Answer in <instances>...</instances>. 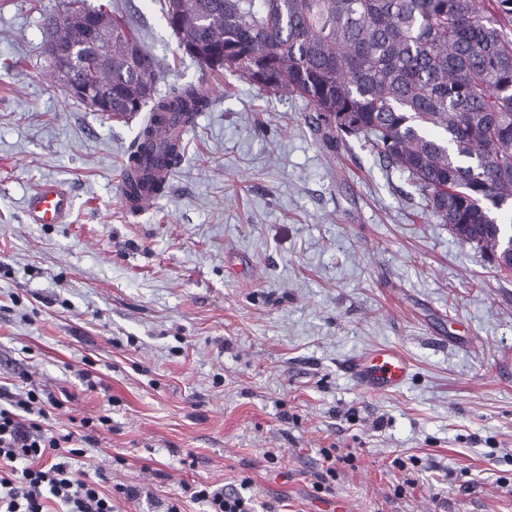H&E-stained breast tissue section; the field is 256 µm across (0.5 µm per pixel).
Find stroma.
Masks as SVG:
<instances>
[{
    "instance_id": "35a3bbf8",
    "label": "stroma",
    "mask_w": 512,
    "mask_h": 512,
    "mask_svg": "<svg viewBox=\"0 0 512 512\" xmlns=\"http://www.w3.org/2000/svg\"><path fill=\"white\" fill-rule=\"evenodd\" d=\"M88 2L139 28L158 92L212 104L131 216L117 181L140 118L91 111L50 68L62 0H0V384L69 391L62 433L110 412L92 463L147 492L120 512H206L184 484L244 476L279 512H512V275L302 99L182 54L157 0ZM47 184L70 198L57 224L27 209ZM380 348L411 370L369 393L353 368ZM330 447L356 460L318 493Z\"/></svg>"
}]
</instances>
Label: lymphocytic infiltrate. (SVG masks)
Returning a JSON list of instances; mask_svg holds the SVG:
<instances>
[{"label":"lymphocytic infiltrate","instance_id":"obj_1","mask_svg":"<svg viewBox=\"0 0 512 512\" xmlns=\"http://www.w3.org/2000/svg\"><path fill=\"white\" fill-rule=\"evenodd\" d=\"M65 407L52 392L33 387L21 395L0 386V512H46L50 500L63 512H116L118 500L140 497L139 487L120 484L107 491L103 472L75 469L76 460L96 453L100 433L111 430L112 418L84 417L63 434L54 421ZM251 484L244 477L239 488L227 491L200 482L188 492L209 512H256L253 498L245 494Z\"/></svg>","mask_w":512,"mask_h":512}]
</instances>
